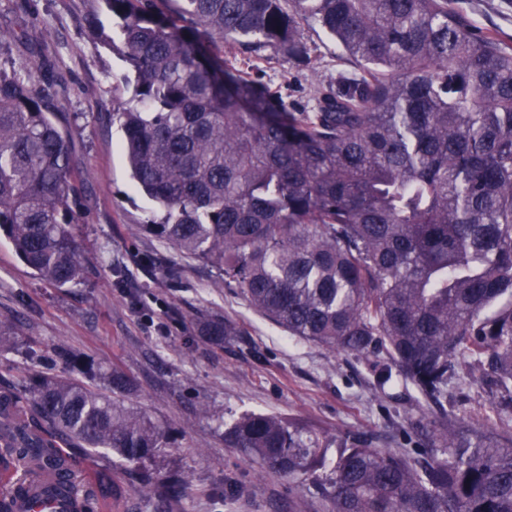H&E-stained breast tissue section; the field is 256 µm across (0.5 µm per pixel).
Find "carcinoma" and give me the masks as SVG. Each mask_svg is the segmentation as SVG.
<instances>
[{"label": "carcinoma", "mask_w": 512, "mask_h": 512, "mask_svg": "<svg viewBox=\"0 0 512 512\" xmlns=\"http://www.w3.org/2000/svg\"><path fill=\"white\" fill-rule=\"evenodd\" d=\"M104 44L128 73L113 87L130 176L162 209L142 230L216 269L292 337L367 361L376 385H413L434 409L413 452L345 433L330 443L275 415L243 414L229 448L293 480L329 512H512V429L476 427L450 392L480 384L512 413V48L448 0H105ZM313 21L360 71L304 112L224 58L222 42L311 62ZM61 61L0 68V232L35 276L83 284L80 194L58 123ZM131 91L126 100L124 92ZM216 344L229 320L204 322ZM100 389L35 373L0 391V466L35 461L73 488L57 448L114 455L170 512L188 476L140 464L164 427Z\"/></svg>", "instance_id": "carcinoma-1"}]
</instances>
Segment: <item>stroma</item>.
Masks as SVG:
<instances>
[{"label": "stroma", "mask_w": 512, "mask_h": 512, "mask_svg": "<svg viewBox=\"0 0 512 512\" xmlns=\"http://www.w3.org/2000/svg\"><path fill=\"white\" fill-rule=\"evenodd\" d=\"M475 27L512 46V0H451ZM48 44H39L42 29ZM0 67L9 69L63 57L66 67L56 97L58 118L73 129L71 152L83 186L77 202L80 224L73 232L88 269L84 285L59 289L37 279L0 236V323L16 327L13 350L0 353V390L35 367L60 373L55 349L81 355L95 367L123 371L135 388L129 404L172 428L168 454L147 463L155 477L174 472L190 482L173 512H327L312 483L299 484L261 469L251 456L224 445V424L245 412L271 413L332 439L351 432L374 446L396 447L400 427L428 423L411 387L378 388L361 357L339 354L288 337L254 312L217 272L181 257L167 243L143 232L159 215L157 205L130 178L123 133L113 123V88L126 65L101 42L115 21L103 0H22L0 12ZM302 36L318 62L309 67L264 48L255 78L278 85L288 108L305 109L314 89L353 65L318 25ZM161 255V269L141 263ZM217 315L238 335L217 345L197 330V321ZM44 351L40 363L26 355L29 344ZM209 415H202L200 406ZM76 470L100 467L112 476L119 512H156L135 491L124 466L111 458L70 451Z\"/></svg>", "instance_id": "35a3bbf8"}]
</instances>
